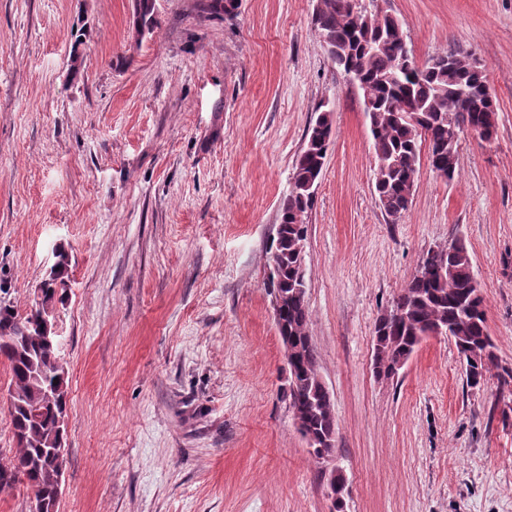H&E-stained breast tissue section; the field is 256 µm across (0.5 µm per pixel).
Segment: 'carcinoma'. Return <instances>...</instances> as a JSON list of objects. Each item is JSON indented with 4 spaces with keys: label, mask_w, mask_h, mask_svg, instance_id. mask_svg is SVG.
Instances as JSON below:
<instances>
[{
    "label": "carcinoma",
    "mask_w": 512,
    "mask_h": 512,
    "mask_svg": "<svg viewBox=\"0 0 512 512\" xmlns=\"http://www.w3.org/2000/svg\"><path fill=\"white\" fill-rule=\"evenodd\" d=\"M134 17L139 37L152 34L159 24L156 0H134ZM313 22L333 63L362 83L374 140V190L386 216L396 222L411 205L422 148H427L432 172L451 180L459 133L466 129L487 142L495 135L497 106L483 70L470 57L456 53L438 55L425 68H416L407 49L405 23L389 14L368 12L363 0H319ZM404 100L418 111H402ZM332 135V111L326 110L295 163L293 187L280 210L278 256L270 275L272 298L280 291L288 293L281 333L288 336L292 358L290 406L317 438L337 433V423L331 397L321 386L306 294L294 291L299 266L295 244L307 236L314 196L306 186L321 178ZM68 281L69 257L60 252L29 313L21 316L0 301V359L8 363L11 374L8 412L17 444L14 456L0 462V489L27 485L39 512H56L58 472L50 448L68 402L67 372L56 368L58 345L42 334L41 322L63 301ZM439 329L454 337L466 363V386L481 387L498 362L471 257L461 242L428 251L379 318L374 328V369L381 376L393 375V367L408 360L423 337Z\"/></svg>",
    "instance_id": "1"
}]
</instances>
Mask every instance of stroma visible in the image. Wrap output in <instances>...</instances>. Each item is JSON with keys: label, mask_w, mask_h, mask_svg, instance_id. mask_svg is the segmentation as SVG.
I'll return each instance as SVG.
<instances>
[{"label": "stroma", "mask_w": 512, "mask_h": 512, "mask_svg": "<svg viewBox=\"0 0 512 512\" xmlns=\"http://www.w3.org/2000/svg\"><path fill=\"white\" fill-rule=\"evenodd\" d=\"M318 0H0V283L29 313L55 262L68 370L58 512H512V394L465 383L448 337L376 377L374 326L429 250L462 240L512 369V0H370L418 64L472 56L496 101L453 180L421 163L408 211L374 193L360 90L328 56ZM333 143L307 219L306 299L338 422L314 457L288 400L268 288L294 165ZM134 17L138 37L143 38L146 34H153L159 24L156 0H135Z\"/></svg>", "instance_id": "1"}]
</instances>
